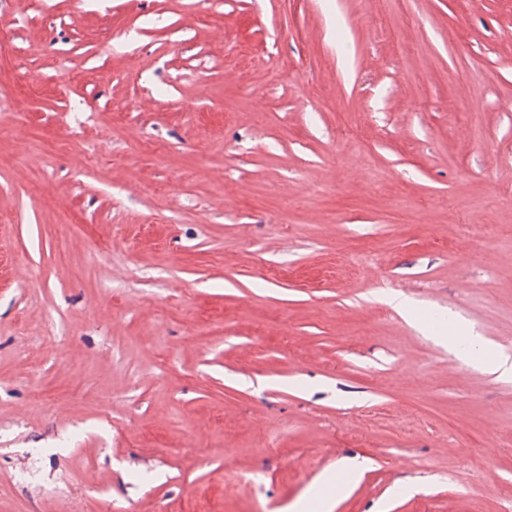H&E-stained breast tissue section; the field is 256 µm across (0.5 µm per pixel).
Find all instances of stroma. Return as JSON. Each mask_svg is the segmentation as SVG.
<instances>
[{
	"instance_id": "obj_1",
	"label": "stroma",
	"mask_w": 512,
	"mask_h": 512,
	"mask_svg": "<svg viewBox=\"0 0 512 512\" xmlns=\"http://www.w3.org/2000/svg\"><path fill=\"white\" fill-rule=\"evenodd\" d=\"M1 19L0 512H512V0Z\"/></svg>"
}]
</instances>
